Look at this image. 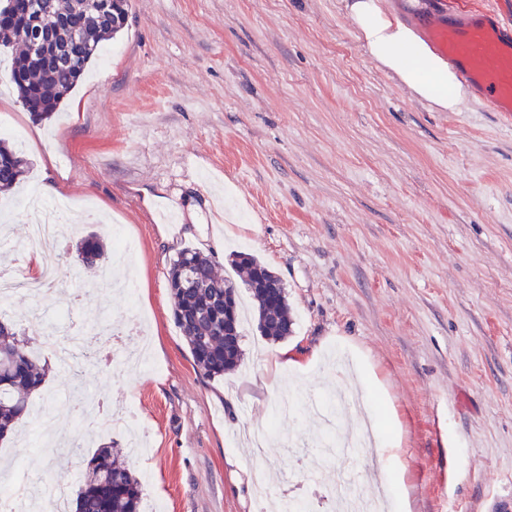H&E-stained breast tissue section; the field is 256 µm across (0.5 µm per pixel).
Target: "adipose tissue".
Wrapping results in <instances>:
<instances>
[{"mask_svg": "<svg viewBox=\"0 0 512 512\" xmlns=\"http://www.w3.org/2000/svg\"><path fill=\"white\" fill-rule=\"evenodd\" d=\"M345 9L375 62L437 110L461 111L469 92L456 70L413 27L390 12L383 0H347Z\"/></svg>", "mask_w": 512, "mask_h": 512, "instance_id": "adipose-tissue-1", "label": "adipose tissue"}]
</instances>
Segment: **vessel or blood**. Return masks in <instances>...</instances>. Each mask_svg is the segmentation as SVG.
<instances>
[{
	"mask_svg": "<svg viewBox=\"0 0 512 512\" xmlns=\"http://www.w3.org/2000/svg\"><path fill=\"white\" fill-rule=\"evenodd\" d=\"M424 36L448 58L489 111L512 115V27L487 13H417Z\"/></svg>",
	"mask_w": 512,
	"mask_h": 512,
	"instance_id": "obj_1",
	"label": "vessel or blood"
}]
</instances>
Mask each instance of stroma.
Segmentation results:
<instances>
[{"instance_id":"1","label":"stroma","mask_w":512,"mask_h":512,"mask_svg":"<svg viewBox=\"0 0 512 512\" xmlns=\"http://www.w3.org/2000/svg\"><path fill=\"white\" fill-rule=\"evenodd\" d=\"M106 43L50 118L23 106L4 75L19 44L0 49V140L30 166L0 203V235L24 241L28 198L66 202L75 223L53 262L65 279L42 306L92 325L141 318L145 366L94 363L74 381L49 365L33 405L54 396L52 448L26 446L28 417L0 442L36 488L68 482L126 431L81 428L78 394L134 403L146 432L127 455L144 512H267L308 494L316 469L346 472L368 502L379 489L405 512H492L512 490V118L470 95L440 112L367 54L344 0H131ZM94 234L135 242L128 264L74 260ZM231 275L234 252L282 279L293 333L274 342L243 324L241 367L196 368L172 314L167 272L184 247ZM127 267L122 290L87 297L102 269ZM308 362L293 384L262 376L282 353ZM344 354L368 381L336 423L361 436L325 452L310 399L332 394Z\"/></svg>"}]
</instances>
